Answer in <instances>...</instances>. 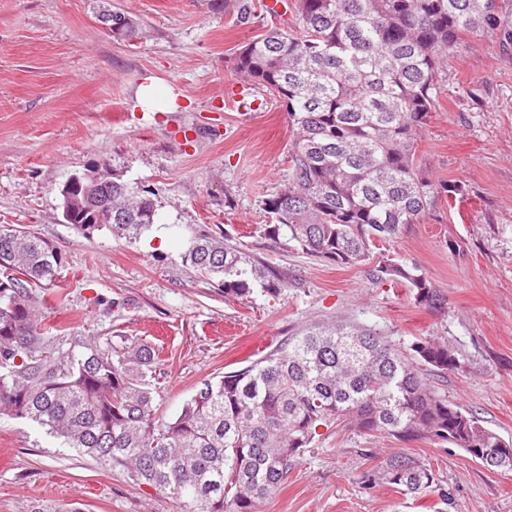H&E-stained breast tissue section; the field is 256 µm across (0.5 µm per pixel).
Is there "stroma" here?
<instances>
[{
	"label": "stroma",
	"instance_id": "35a3bbf8",
	"mask_svg": "<svg viewBox=\"0 0 512 512\" xmlns=\"http://www.w3.org/2000/svg\"><path fill=\"white\" fill-rule=\"evenodd\" d=\"M132 16L131 40L98 20L104 3ZM252 17L213 0H0V224L54 245L65 270L44 299L61 351L146 342L163 361L160 415L170 420L204 380L249 364L297 329L343 320L405 347L448 340L464 365L432 375L435 393L512 440V46L465 36L448 55L435 110L419 133L422 174L456 183L421 223L373 246L362 265L273 239L264 198L288 179L291 124L234 68L265 27L291 26L294 0H250ZM276 5L269 13L268 5ZM175 88L179 107L144 111L141 86ZM93 164L152 192L158 219L133 241L109 226L63 223L59 185ZM238 229L288 286L224 297L184 261L196 235ZM416 264L444 311L413 303L401 283L374 282L379 261ZM404 453L431 467L437 490L403 496L382 472ZM179 512L164 492L67 447L30 421L0 415V512ZM258 512H512V471H490L454 445L400 442L329 427L287 485Z\"/></svg>",
	"mask_w": 512,
	"mask_h": 512
}]
</instances>
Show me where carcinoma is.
I'll use <instances>...</instances> for the list:
<instances>
[{
  "label": "carcinoma",
  "instance_id": "obj_1",
  "mask_svg": "<svg viewBox=\"0 0 512 512\" xmlns=\"http://www.w3.org/2000/svg\"><path fill=\"white\" fill-rule=\"evenodd\" d=\"M296 24L241 47L235 69L266 88L293 128L288 183L262 201L275 223L313 256L365 261L370 245L419 224L435 197L463 193L434 183L416 165L417 134L434 108L448 50L483 32L512 43L503 0H296ZM137 24L124 15L112 37ZM145 191L112 173L80 195L68 224H107L131 241L155 224ZM184 260L217 280L224 297L253 286L277 295L288 281L229 232L201 235ZM63 259L25 228L0 225V414L27 419L99 463L122 468L138 486L170 496L180 512H256L287 482L319 429L345 424L399 441L433 437L490 470L512 471V443L431 390L424 371L462 367L446 341L424 337L404 349L370 329L313 323L274 351L206 380L168 421L157 418L154 348L138 343L78 356L61 352L39 319L38 288L61 278ZM379 282L407 285L414 304L440 312L443 294L417 266L387 260ZM386 483L405 494L433 491L435 474L394 456Z\"/></svg>",
  "mask_w": 512,
  "mask_h": 512
}]
</instances>
